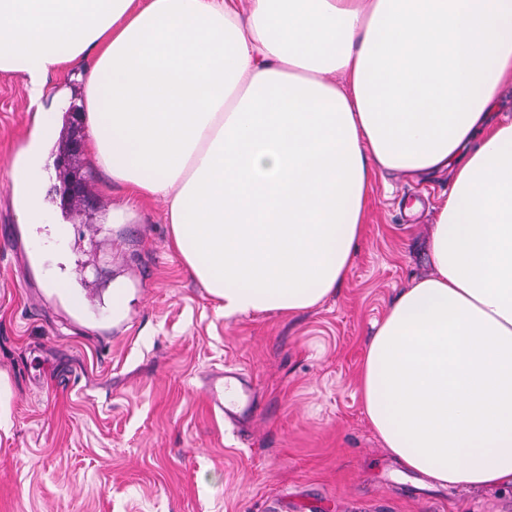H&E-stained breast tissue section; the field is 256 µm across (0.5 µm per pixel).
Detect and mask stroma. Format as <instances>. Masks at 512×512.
Returning <instances> with one entry per match:
<instances>
[{"mask_svg": "<svg viewBox=\"0 0 512 512\" xmlns=\"http://www.w3.org/2000/svg\"><path fill=\"white\" fill-rule=\"evenodd\" d=\"M32 112L0 72V512H512V486L469 491L406 471L369 426L357 375L373 324L429 275L425 247L448 173L375 180L348 279L294 315L227 317L170 246L163 201L113 223L124 198L88 153L65 210L72 310L46 283L8 171ZM122 286L128 302L114 311ZM235 371L253 412L211 408Z\"/></svg>", "mask_w": 512, "mask_h": 512, "instance_id": "35a3bbf8", "label": "stroma"}]
</instances>
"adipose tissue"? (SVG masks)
Here are the masks:
<instances>
[{"mask_svg":"<svg viewBox=\"0 0 512 512\" xmlns=\"http://www.w3.org/2000/svg\"><path fill=\"white\" fill-rule=\"evenodd\" d=\"M77 59L89 154L225 316L312 309L347 279L371 184L452 172L430 276L389 303L359 385L408 470L512 484V0H0V72L31 103ZM57 115L9 176L17 217L60 241L39 187Z\"/></svg>","mask_w":512,"mask_h":512,"instance_id":"obj_1","label":"adipose tissue"}]
</instances>
